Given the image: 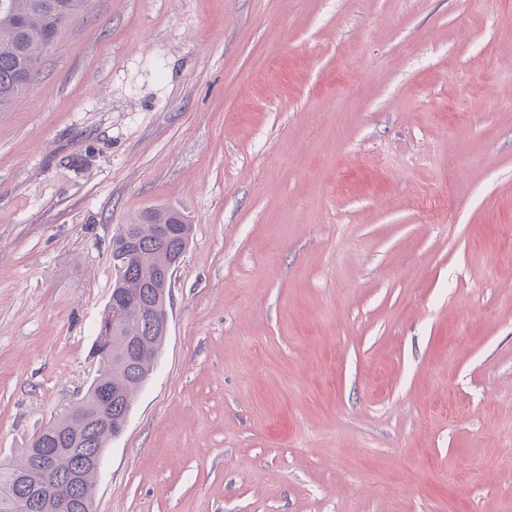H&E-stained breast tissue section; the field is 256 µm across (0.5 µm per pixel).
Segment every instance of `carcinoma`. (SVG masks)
Segmentation results:
<instances>
[{
	"label": "carcinoma",
	"mask_w": 512,
	"mask_h": 512,
	"mask_svg": "<svg viewBox=\"0 0 512 512\" xmlns=\"http://www.w3.org/2000/svg\"><path fill=\"white\" fill-rule=\"evenodd\" d=\"M85 0H0V112L10 108L31 83L46 52L57 36L82 10ZM161 224H178L179 231L159 236ZM192 225L174 207L150 208L121 225L112 239L111 258L115 270L112 296L103 316L114 311L155 312L166 305L168 284L158 277L167 264L180 259L188 247ZM165 336L145 319L128 318L121 330L106 341L96 340L93 353L102 367L85 395L69 409L82 419L68 421L65 412L44 432L60 436L76 434L84 439L85 460H78L81 478L74 484L41 473H31L33 484L56 482L57 494L76 503L73 512H92L96 478L107 444L121 434L135 395L151 375ZM112 391V426L99 423V392ZM30 448L20 457L0 464V512H27L15 496L17 477L30 473Z\"/></svg>",
	"instance_id": "1"
}]
</instances>
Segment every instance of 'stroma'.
Returning <instances> with one entry per match:
<instances>
[{"label":"stroma","instance_id":"stroma-1","mask_svg":"<svg viewBox=\"0 0 512 512\" xmlns=\"http://www.w3.org/2000/svg\"><path fill=\"white\" fill-rule=\"evenodd\" d=\"M512 0H87L0 112V462L99 368L113 235L192 242L94 512H512Z\"/></svg>","mask_w":512,"mask_h":512}]
</instances>
